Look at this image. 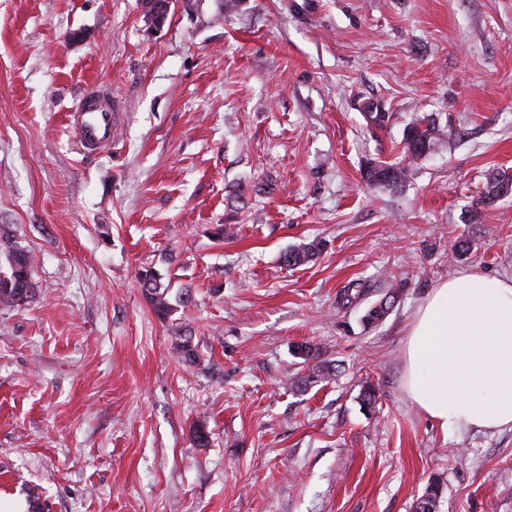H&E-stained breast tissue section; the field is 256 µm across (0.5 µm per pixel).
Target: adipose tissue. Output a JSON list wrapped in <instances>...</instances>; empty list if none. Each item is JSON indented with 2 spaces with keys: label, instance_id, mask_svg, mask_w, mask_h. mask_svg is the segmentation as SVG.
Segmentation results:
<instances>
[{
  "label": "adipose tissue",
  "instance_id": "ef3b65f1",
  "mask_svg": "<svg viewBox=\"0 0 512 512\" xmlns=\"http://www.w3.org/2000/svg\"><path fill=\"white\" fill-rule=\"evenodd\" d=\"M406 361L410 401L441 427L512 425V278L473 272L434 288Z\"/></svg>",
  "mask_w": 512,
  "mask_h": 512
}]
</instances>
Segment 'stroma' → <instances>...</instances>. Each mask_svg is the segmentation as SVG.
<instances>
[{"label":"stroma","mask_w":512,"mask_h":512,"mask_svg":"<svg viewBox=\"0 0 512 512\" xmlns=\"http://www.w3.org/2000/svg\"><path fill=\"white\" fill-rule=\"evenodd\" d=\"M96 87L120 119L87 152L73 112ZM416 115L435 152L367 184ZM497 171L512 0H173L158 27L143 0H0V225L34 288L0 305V512L31 487L44 512H412L434 479L437 512H512V429H443L405 391L433 288L512 277V196L469 221ZM144 268L190 302L158 319ZM302 342L339 370L296 392ZM409 176V164L377 162L369 163L364 178L371 185H379L390 189L402 187ZM319 249V244L314 242L303 244L289 249L281 256L283 264L287 266H301L314 259Z\"/></svg>","instance_id":"1"}]
</instances>
